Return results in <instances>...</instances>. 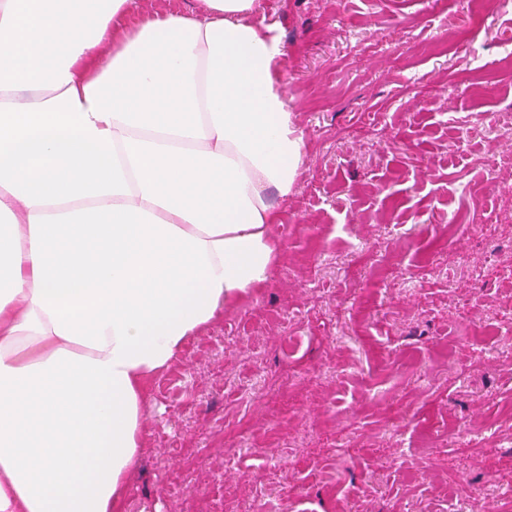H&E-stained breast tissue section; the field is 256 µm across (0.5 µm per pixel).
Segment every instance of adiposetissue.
Returning a JSON list of instances; mask_svg holds the SVG:
<instances>
[{"label": "adipose tissue", "instance_id": "obj_1", "mask_svg": "<svg viewBox=\"0 0 512 512\" xmlns=\"http://www.w3.org/2000/svg\"><path fill=\"white\" fill-rule=\"evenodd\" d=\"M199 3L0 0V512H123L154 380L281 252L284 50Z\"/></svg>", "mask_w": 512, "mask_h": 512}]
</instances>
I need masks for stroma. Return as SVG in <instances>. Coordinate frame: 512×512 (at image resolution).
Returning a JSON list of instances; mask_svg holds the SVG:
<instances>
[{"instance_id": "35a3bbf8", "label": "stroma", "mask_w": 512, "mask_h": 512, "mask_svg": "<svg viewBox=\"0 0 512 512\" xmlns=\"http://www.w3.org/2000/svg\"><path fill=\"white\" fill-rule=\"evenodd\" d=\"M468 0H261L283 45L302 172L281 202L265 288L193 341L152 387L148 447L127 512H218L258 501L334 512H448L444 480L512 472V442L459 447L512 404V347L484 329L512 306L511 15L472 33L488 83L474 94L455 34ZM495 211L494 237L471 234ZM448 252L423 259L439 226ZM484 269L472 282L469 266ZM434 439L422 436L425 418ZM240 452L227 460V444Z\"/></svg>"}]
</instances>
